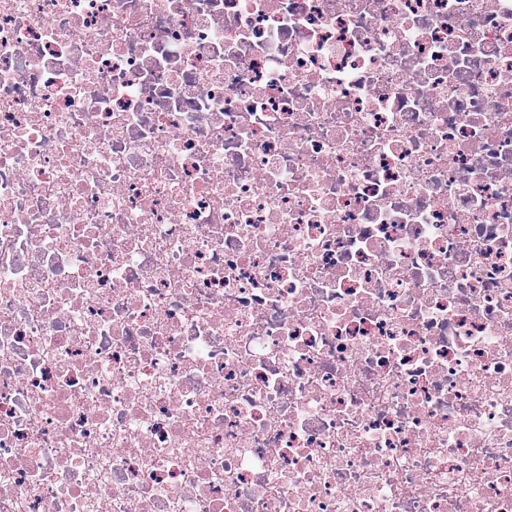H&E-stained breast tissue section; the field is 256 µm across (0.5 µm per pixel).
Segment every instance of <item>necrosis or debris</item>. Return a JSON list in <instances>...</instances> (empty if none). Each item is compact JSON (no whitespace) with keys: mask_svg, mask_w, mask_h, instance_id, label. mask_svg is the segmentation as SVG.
<instances>
[{"mask_svg":"<svg viewBox=\"0 0 512 512\" xmlns=\"http://www.w3.org/2000/svg\"><path fill=\"white\" fill-rule=\"evenodd\" d=\"M0 512H512V0H0Z\"/></svg>","mask_w":512,"mask_h":512,"instance_id":"obj_1","label":"necrosis or debris"}]
</instances>
